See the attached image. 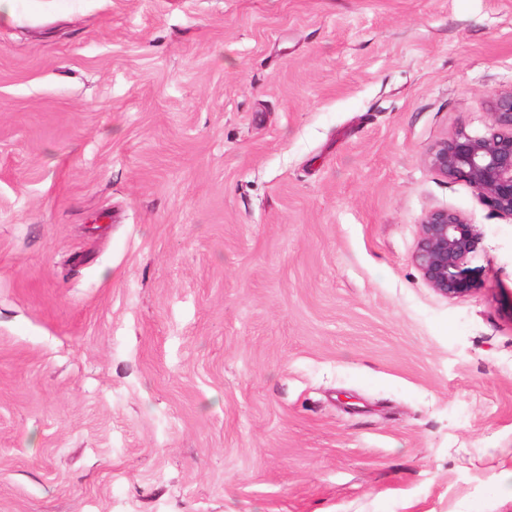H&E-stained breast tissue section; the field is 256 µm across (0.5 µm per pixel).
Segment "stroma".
<instances>
[{
  "instance_id": "1",
  "label": "stroma",
  "mask_w": 512,
  "mask_h": 512,
  "mask_svg": "<svg viewBox=\"0 0 512 512\" xmlns=\"http://www.w3.org/2000/svg\"><path fill=\"white\" fill-rule=\"evenodd\" d=\"M509 87L512 0H13L0 512H512V221L426 162ZM479 235L468 218L455 210L429 211L420 223L413 262L423 279L446 298L470 294L475 285L461 274V266L475 253Z\"/></svg>"
}]
</instances>
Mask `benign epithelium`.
Listing matches in <instances>:
<instances>
[{"instance_id":"1","label":"benign epithelium","mask_w":512,"mask_h":512,"mask_svg":"<svg viewBox=\"0 0 512 512\" xmlns=\"http://www.w3.org/2000/svg\"><path fill=\"white\" fill-rule=\"evenodd\" d=\"M489 132L473 136L464 129L435 145L428 165L445 178L469 183L496 215L512 220V87L488 100ZM479 235L468 218L455 210L429 211L420 223L413 262L423 279L446 298L475 290L461 266L475 253Z\"/></svg>"}]
</instances>
